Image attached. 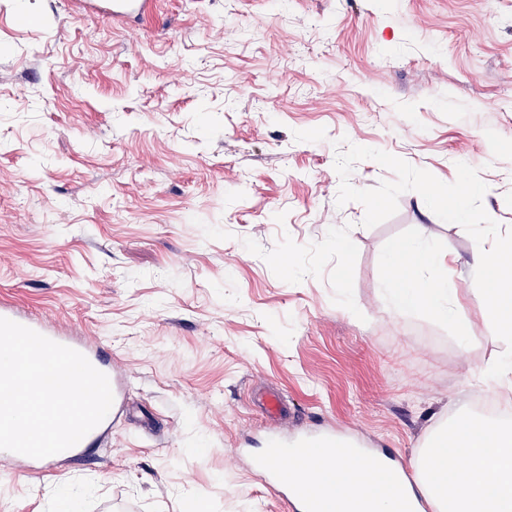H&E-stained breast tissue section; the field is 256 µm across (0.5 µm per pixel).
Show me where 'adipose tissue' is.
Wrapping results in <instances>:
<instances>
[{
    "mask_svg": "<svg viewBox=\"0 0 512 512\" xmlns=\"http://www.w3.org/2000/svg\"><path fill=\"white\" fill-rule=\"evenodd\" d=\"M387 275L393 288V308L399 314L424 312L438 321L453 320L459 336L470 325L459 319L457 300L466 297L484 312L495 329L500 348L480 373L489 390L512 389V240L488 239L472 256L480 287L458 292L448 277L447 255L429 250L424 237L390 246Z\"/></svg>",
    "mask_w": 512,
    "mask_h": 512,
    "instance_id": "ef3b65f1",
    "label": "adipose tissue"
}]
</instances>
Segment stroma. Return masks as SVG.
<instances>
[{"label": "stroma", "instance_id": "1", "mask_svg": "<svg viewBox=\"0 0 512 512\" xmlns=\"http://www.w3.org/2000/svg\"><path fill=\"white\" fill-rule=\"evenodd\" d=\"M27 12L0 0V300L80 326L131 411L52 471H0V512H296L253 464L275 436L410 469L498 342L467 301L466 343L397 315L384 262L424 224L471 288L479 225L512 237V0ZM465 177L489 188L468 222L429 210Z\"/></svg>", "mask_w": 512, "mask_h": 512}]
</instances>
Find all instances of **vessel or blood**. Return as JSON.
<instances>
[{"mask_svg": "<svg viewBox=\"0 0 512 512\" xmlns=\"http://www.w3.org/2000/svg\"><path fill=\"white\" fill-rule=\"evenodd\" d=\"M71 4L75 14L86 20H93L100 17L120 20L132 15L138 16L145 14L149 10L152 0H71ZM0 317L10 319L33 329L59 344L77 350L82 353L97 370L107 375L113 392V405L105 420L90 431L80 443L75 445V452H82L85 448L92 446L109 428L111 423L119 421L121 417L124 416L127 411L125 391L128 386V381L117 366L104 365L98 357V346L96 343L86 338L81 339L60 332L49 322L38 317L30 316L9 302L0 303ZM59 460L60 457L56 454L36 459L9 451H0V468L4 470L43 472L50 470Z\"/></svg>", "mask_w": 512, "mask_h": 512, "instance_id": "1", "label": "vessel or blood"}]
</instances>
